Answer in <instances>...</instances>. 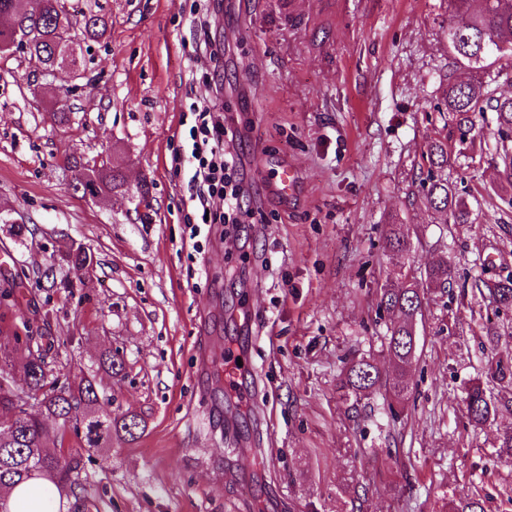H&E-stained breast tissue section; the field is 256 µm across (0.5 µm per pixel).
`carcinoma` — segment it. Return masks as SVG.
I'll list each match as a JSON object with an SVG mask.
<instances>
[{
    "mask_svg": "<svg viewBox=\"0 0 512 512\" xmlns=\"http://www.w3.org/2000/svg\"><path fill=\"white\" fill-rule=\"evenodd\" d=\"M448 7L464 16L459 26L448 27V56L453 66L473 74L471 80L458 82L448 76L443 106L439 112L452 115L453 137L433 139L426 145L423 161L428 163L426 177L421 183L423 197L429 208L448 215L452 224L473 222L474 207L470 200L457 194L448 181V160L452 144L472 143L478 133L477 119L490 112L494 115L496 136L493 155L500 168L503 182L501 191L508 194L504 203L512 208V97L497 94L495 83L502 75L498 64L512 59V0H481V6L472 8L471 0H448ZM111 23L100 14L81 13L77 16L66 7L65 0H43L42 11L29 13L24 0H0V52L9 51L15 36L27 39L29 61L47 63L63 48L76 43L75 30L90 39L103 37ZM71 183L83 196L97 198L125 191V181L118 167L104 161L89 169L75 161L70 165ZM386 241L389 251L403 258L410 245L402 232V225H387ZM65 261L72 269L81 270L92 264L91 256L82 248L68 247ZM396 283L380 289V306L394 315L387 335L385 350L393 364V372L382 377L378 368L368 359L351 362L340 380L339 389L344 400L358 402L376 390L383 392L390 412L401 403L409 389L408 375L418 349V323L422 320V297L426 288H446L450 280L448 261L438 260L419 272L401 261ZM477 290L485 289L499 307L512 309V276L475 283ZM40 355L25 349L21 363L28 380L29 393L37 397L41 418L36 419L27 409L15 403L9 379V366L14 359L0 352V412L7 410L14 417L15 431L0 432V487L14 486L29 480H45L55 486L57 493L70 491L73 502L70 512H91L93 503L76 491L79 487L72 475L79 470V460L65 455L61 444L62 433L69 427L78 428L79 414L73 407L83 409V415L102 418L113 433L107 439L122 433L132 437L138 428L135 419L122 423L112 419V411L99 400L95 377H85L74 387L60 391H45L49 372L48 349L37 346ZM469 421L476 425L486 423L495 415L498 405L505 407L512 399L502 396L492 400L486 389L476 383L468 388L465 397ZM451 512H484L481 499L469 494L451 501Z\"/></svg>",
    "mask_w": 512,
    "mask_h": 512,
    "instance_id": "carcinoma-1",
    "label": "carcinoma"
}]
</instances>
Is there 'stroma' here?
<instances>
[{
    "mask_svg": "<svg viewBox=\"0 0 512 512\" xmlns=\"http://www.w3.org/2000/svg\"><path fill=\"white\" fill-rule=\"evenodd\" d=\"M68 3L112 22L81 43L69 122L51 114L53 79L0 53V251L21 284L0 302V344L53 337L54 378L95 374L113 416L141 420L105 448L68 434L97 512H448L472 492L485 512H512V466L496 453L512 410L477 426L464 406L476 381L512 393L490 376L512 365V310L472 293L512 274V213L484 148L493 119L448 168L478 219L447 223L418 195L426 143L451 131L437 109L461 21L448 0ZM204 14L214 60L196 52ZM206 97L247 131L234 148L252 216L229 236L220 224L190 232L182 117ZM100 154L128 183L146 181L148 198L75 191L68 159ZM278 158L301 179L291 204L267 188ZM390 224L413 265L444 256L452 272L425 295L412 393L395 417L380 394L351 408L338 391L351 360L392 370L378 306ZM69 244L92 253L89 273L69 269ZM229 350L244 403L224 389Z\"/></svg>",
    "mask_w": 512,
    "mask_h": 512,
    "instance_id": "obj_1",
    "label": "stroma"
}]
</instances>
